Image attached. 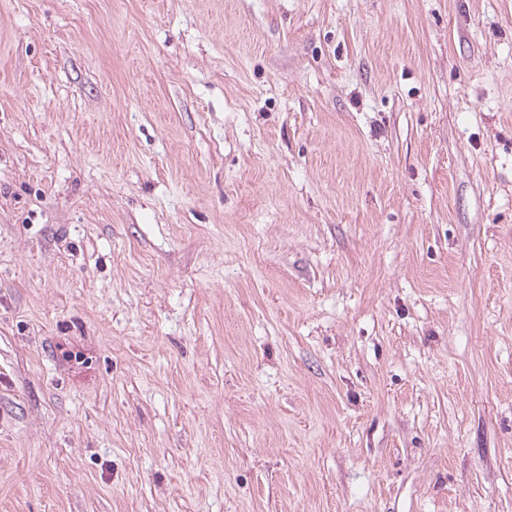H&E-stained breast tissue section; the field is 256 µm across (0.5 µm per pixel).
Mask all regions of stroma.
I'll return each instance as SVG.
<instances>
[{"instance_id": "stroma-1", "label": "stroma", "mask_w": 512, "mask_h": 512, "mask_svg": "<svg viewBox=\"0 0 512 512\" xmlns=\"http://www.w3.org/2000/svg\"><path fill=\"white\" fill-rule=\"evenodd\" d=\"M0 512H512V0H0Z\"/></svg>"}]
</instances>
